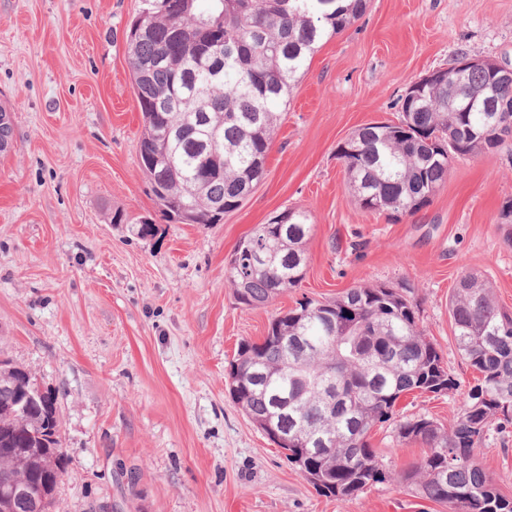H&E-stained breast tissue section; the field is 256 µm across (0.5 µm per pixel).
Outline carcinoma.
Wrapping results in <instances>:
<instances>
[{
	"label": "carcinoma",
	"mask_w": 512,
	"mask_h": 512,
	"mask_svg": "<svg viewBox=\"0 0 512 512\" xmlns=\"http://www.w3.org/2000/svg\"><path fill=\"white\" fill-rule=\"evenodd\" d=\"M154 0L130 24L129 67L143 115L139 158L163 215L192 206L188 224H218L265 175L280 109L321 44L358 20L367 0ZM400 96L399 120L369 123L338 146L351 201L391 217L429 205L458 159L512 157V111H481L488 100L512 106V84L496 86L475 66ZM496 228L512 246V203ZM311 213L289 207L235 246L224 277L238 299L260 308L303 278ZM456 347L477 372L460 411L444 424L398 409L413 392L458 390L420 326L418 307L392 286H354L324 302L305 300L275 315L259 342L244 341L230 364L232 399L249 421L287 452L288 461L326 496L348 501L395 480L448 512H512L477 458L490 432L512 431V313L480 275L459 277L449 299ZM34 380L0 359V484L25 474L42 488L35 512H53L68 465L61 452L56 394L46 389L24 411L12 387ZM288 435L281 442L267 424ZM390 423L398 442L427 452L397 474L383 468L371 431Z\"/></svg>",
	"instance_id": "obj_1"
}]
</instances>
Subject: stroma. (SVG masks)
Here are the masks:
<instances>
[{
	"mask_svg": "<svg viewBox=\"0 0 512 512\" xmlns=\"http://www.w3.org/2000/svg\"><path fill=\"white\" fill-rule=\"evenodd\" d=\"M143 6L0 0V108L15 142L0 154V359L57 395L68 466L54 512H446L395 482L346 502L322 495L225 381L238 344L259 341L297 302L406 285L460 387L400 405L441 422L457 414L475 373L456 348L448 298L475 272L512 310V247L495 227L512 199V160L457 162L428 206L390 219L351 202L336 147L359 126L397 120L396 99L459 52L512 64V0H369L314 54L263 180L219 224L167 221L141 168L125 33ZM289 207L316 224L304 278L247 308L224 265ZM144 222L157 231L141 239L129 227ZM371 443L396 473L425 453L397 444L388 425ZM478 456L512 497V434L490 435Z\"/></svg>",
	"mask_w": 512,
	"mask_h": 512,
	"instance_id": "35a3bbf8",
	"label": "stroma"
}]
</instances>
